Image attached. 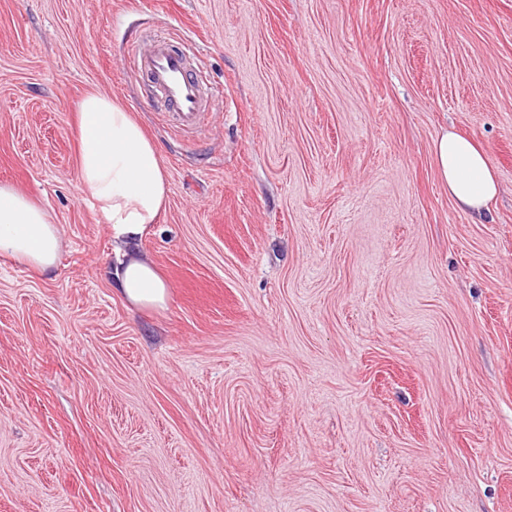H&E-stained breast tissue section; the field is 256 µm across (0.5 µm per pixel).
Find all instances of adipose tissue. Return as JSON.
<instances>
[{
	"mask_svg": "<svg viewBox=\"0 0 512 512\" xmlns=\"http://www.w3.org/2000/svg\"><path fill=\"white\" fill-rule=\"evenodd\" d=\"M78 187L101 223L120 241L114 277L120 294L141 307H164L168 288L134 244L156 223L167 202L166 172L141 125L120 104L88 93L78 112ZM434 159L448 194L463 210L482 215L498 193L484 153L468 137L445 132ZM62 232L53 212L13 186L0 185V255L48 271L55 267Z\"/></svg>",
	"mask_w": 512,
	"mask_h": 512,
	"instance_id": "ef3b65f1",
	"label": "adipose tissue"
}]
</instances>
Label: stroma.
<instances>
[{
	"mask_svg": "<svg viewBox=\"0 0 512 512\" xmlns=\"http://www.w3.org/2000/svg\"><path fill=\"white\" fill-rule=\"evenodd\" d=\"M165 29L221 95L194 134L129 70ZM90 91L165 168L164 308L77 190ZM0 182L63 236L0 257V512H512V0H0ZM434 159L448 195L463 210L481 216L498 193L495 175L484 153L468 137L445 132L434 143Z\"/></svg>",
	"mask_w": 512,
	"mask_h": 512,
	"instance_id": "obj_1",
	"label": "stroma"
}]
</instances>
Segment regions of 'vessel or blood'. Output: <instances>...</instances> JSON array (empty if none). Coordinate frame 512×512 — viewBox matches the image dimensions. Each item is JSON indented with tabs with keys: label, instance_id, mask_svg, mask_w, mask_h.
Listing matches in <instances>:
<instances>
[{
	"label": "vessel or blood",
	"instance_id": "b4317fda",
	"mask_svg": "<svg viewBox=\"0 0 512 512\" xmlns=\"http://www.w3.org/2000/svg\"><path fill=\"white\" fill-rule=\"evenodd\" d=\"M131 70L146 80L147 97L183 133L199 128L211 105V94L188 56L166 36L132 42Z\"/></svg>",
	"mask_w": 512,
	"mask_h": 512
}]
</instances>
